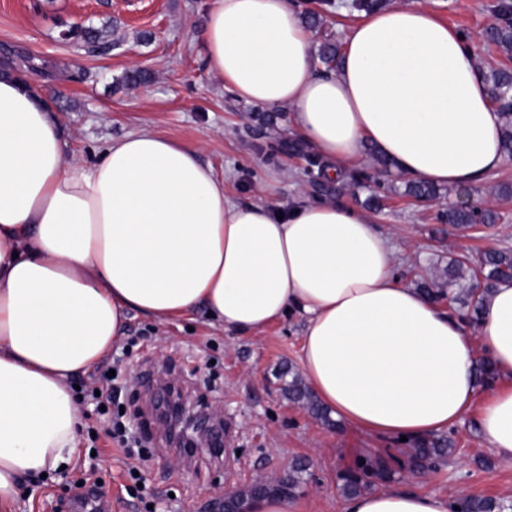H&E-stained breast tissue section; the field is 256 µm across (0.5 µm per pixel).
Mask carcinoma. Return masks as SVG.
<instances>
[{
  "label": "carcinoma",
  "instance_id": "carcinoma-1",
  "mask_svg": "<svg viewBox=\"0 0 512 512\" xmlns=\"http://www.w3.org/2000/svg\"><path fill=\"white\" fill-rule=\"evenodd\" d=\"M108 36V30L94 27H73L63 34L66 39H76L85 44H102ZM485 37L494 43L508 57L512 56V22L504 20L497 26L485 30ZM339 47L330 39H325L319 45L317 59L330 66L338 58ZM487 92L491 100L500 105L503 117L501 132L502 147L508 154H512V107L502 105V101L512 96V70L509 68L492 69L485 73ZM152 80V73L134 69L127 71L121 82L130 87H136ZM403 195L417 201H429L437 196V189L421 182L408 181L404 185ZM497 216L491 211L477 213L467 209H455L448 212V223L469 229L478 224L490 226L496 223ZM512 281V249L502 248L488 251L479 256L476 265L470 266L462 259L453 258L448 265L428 272L420 277L417 287L432 301L441 299L453 306L460 304L467 308V319L476 325L483 312L486 298L491 290L499 285ZM475 374L479 382L490 384L495 381V371L491 363L482 358L475 363ZM291 376L283 386L288 399L305 405L313 415L322 419L326 424H332L329 413L319 402L302 377L290 370L283 371L280 376ZM453 453L447 442L441 439L423 440L409 444L406 450L408 464L418 471L424 463L438 458H444ZM306 471L304 465L296 464L288 477L274 483L256 485L238 497L229 501L223 507V512H240L239 502L248 496L256 494H277L293 497L303 484L301 474ZM391 469L383 463H367L358 472H348L340 476L341 490L346 495H355L371 485V479H386ZM457 512H512V503L505 504L489 497H465L457 503Z\"/></svg>",
  "mask_w": 512,
  "mask_h": 512
}]
</instances>
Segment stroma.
Segmentation results:
<instances>
[{
  "label": "stroma",
  "instance_id": "35a3bbf8",
  "mask_svg": "<svg viewBox=\"0 0 512 512\" xmlns=\"http://www.w3.org/2000/svg\"><path fill=\"white\" fill-rule=\"evenodd\" d=\"M305 13H318L321 29L313 43L342 41L361 17L345 0H294ZM501 0H427L436 16L471 38L482 70L508 59L483 39L497 20ZM206 0H0V55L12 53L34 64L41 85L73 160L91 163L112 142L129 133L150 130L180 143L200 147L203 163L223 178L237 202L284 208L299 200L327 198L341 204L371 207L378 226L390 235L400 254L396 277L416 283L418 271L446 266L464 249L512 248V159L477 188L440 187V197L421 206L398 193L405 177L392 173L395 191L370 190L355 182L370 171V161L345 170L341 180L320 191L312 182L310 145H299L288 114L245 103L222 87L210 71L198 40ZM74 25L106 27L112 35L105 48L61 40ZM152 71L150 83L126 88L118 80L126 70ZM483 204L496 212L497 224L460 236L448 229L449 207ZM304 322L286 316L247 335L224 332L204 314L158 324L142 313L127 316L122 337L111 356L126 387L121 402L127 424L146 436L149 461L146 485L153 512H202L225 488L244 489L256 478L276 480L295 462L308 465L298 493L299 512H342L345 499L340 474L357 471L361 462L402 457L397 439H378L352 428L328 426L282 394L280 371L299 370ZM181 384L185 400L196 410L224 407L229 438L225 458L197 451L178 463L175 448L158 429L149 407L156 377ZM475 414L445 432L453 453L432 462L422 473L406 465L394 468L391 486L423 490L459 500L467 496L512 500V461L500 459L479 438ZM100 477L106 512H143L126 492V459L120 450L92 454L80 442L70 468L51 474L21 497L15 512H73L67 487L76 471Z\"/></svg>",
  "mask_w": 512,
  "mask_h": 512
}]
</instances>
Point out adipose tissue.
<instances>
[{"label":"adipose tissue","mask_w":512,"mask_h":512,"mask_svg":"<svg viewBox=\"0 0 512 512\" xmlns=\"http://www.w3.org/2000/svg\"><path fill=\"white\" fill-rule=\"evenodd\" d=\"M198 39L219 82L286 107L331 172L369 146L426 184L475 187L507 162L473 46L419 0L353 24L330 71L292 0H209ZM66 148L37 82L0 70V512L25 482L71 464L82 413L69 381L109 352L132 310L167 323L202 308L237 334L295 312L301 370L335 418L425 439L473 411L482 441L512 460V285L490 293L474 326L394 276L395 247L367 210L236 204L198 147L146 130L90 164ZM476 344L499 381L482 404ZM451 506L388 487L344 512Z\"/></svg>","instance_id":"1"}]
</instances>
